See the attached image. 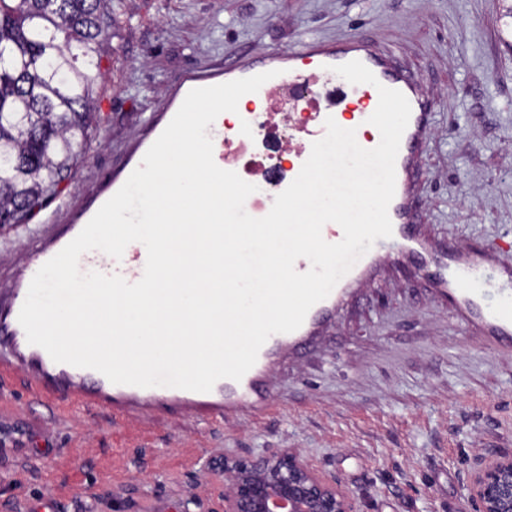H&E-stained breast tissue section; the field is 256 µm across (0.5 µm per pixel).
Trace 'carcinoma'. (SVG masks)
<instances>
[{
  "label": "carcinoma",
  "mask_w": 512,
  "mask_h": 512,
  "mask_svg": "<svg viewBox=\"0 0 512 512\" xmlns=\"http://www.w3.org/2000/svg\"><path fill=\"white\" fill-rule=\"evenodd\" d=\"M109 0H0V224H25L85 159Z\"/></svg>",
  "instance_id": "cac0c4a2"
}]
</instances>
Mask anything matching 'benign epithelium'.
<instances>
[{
    "mask_svg": "<svg viewBox=\"0 0 512 512\" xmlns=\"http://www.w3.org/2000/svg\"><path fill=\"white\" fill-rule=\"evenodd\" d=\"M224 512H364L365 501L293 448L224 455ZM473 512H512V451L491 449L470 474Z\"/></svg>",
    "mask_w": 512,
    "mask_h": 512,
    "instance_id": "obj_1",
    "label": "benign epithelium"
}]
</instances>
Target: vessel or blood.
I'll use <instances>...</instances> for the list:
<instances>
[{"mask_svg":"<svg viewBox=\"0 0 512 512\" xmlns=\"http://www.w3.org/2000/svg\"><path fill=\"white\" fill-rule=\"evenodd\" d=\"M357 60L363 63L385 87L400 91L408 100L411 115L396 158V189L388 214L393 233L382 247L371 248L337 283L331 293L316 303L296 331L278 333L261 347L254 366L241 380L222 379L211 391L193 392L172 387L141 388L110 382L100 372L54 362L41 347L28 343L18 321L30 282L38 269L71 242L100 207L126 182L140 165L153 141L161 135L179 109L169 103L160 117L149 122V136L136 155L130 156L122 171L110 179L106 190L81 210L75 223L53 229L46 244L25 252L18 260L19 270L8 281H0V368L22 376L34 387L62 396L85 407L104 408L124 417L144 412L172 411L200 421H219L234 415L258 417L265 414L273 399V372L287 357L308 346L331 320L341 303L365 285L383 262V249H390L397 260L418 270H432L428 281L432 292L447 298L458 320L483 336L489 349L512 350V266L501 264L491 253L443 246L431 237L421 223L418 186L421 158L431 125L430 104L412 73L357 39L322 43L312 41L298 51L245 56L243 61L225 66L223 72H189L175 92L179 99L193 89L218 85L225 78L242 79L274 71V78L262 86L272 93L296 78L320 82L319 92L307 102L310 120L298 126L297 141L303 149L289 171L267 165L265 158L243 165L238 161L240 143L225 138L223 121L207 129L213 141V158L222 169L237 172L243 180L260 177L285 190L307 160L313 142L325 134L326 118L342 121L340 105L348 94L370 93L367 84L350 86L336 81L334 66ZM147 259L146 249L117 254L111 262L100 259L99 251L84 253L81 271L117 274L134 283L141 279Z\"/></svg>","mask_w":512,"mask_h":512,"instance_id":"b4317fda","label":"vessel or blood"}]
</instances>
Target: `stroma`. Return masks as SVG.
<instances>
[{"label":"stroma","instance_id":"stroma-1","mask_svg":"<svg viewBox=\"0 0 512 512\" xmlns=\"http://www.w3.org/2000/svg\"><path fill=\"white\" fill-rule=\"evenodd\" d=\"M503 0H112L86 160L25 224H0V260L68 223L119 167L188 70L359 38L427 93L422 222L443 244L512 261V45ZM427 274L392 261L349 297L313 349L285 363L259 419L114 418L0 383V512H222L225 455L296 448L369 512H465L479 454L512 448V353L485 347Z\"/></svg>","mask_w":512,"mask_h":512}]
</instances>
